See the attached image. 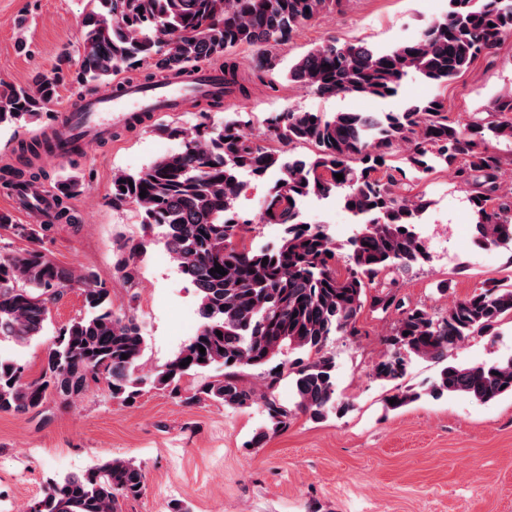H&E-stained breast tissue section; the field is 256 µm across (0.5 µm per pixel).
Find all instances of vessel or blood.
I'll use <instances>...</instances> for the list:
<instances>
[{"mask_svg":"<svg viewBox=\"0 0 512 512\" xmlns=\"http://www.w3.org/2000/svg\"><path fill=\"white\" fill-rule=\"evenodd\" d=\"M223 89L221 72L215 66L198 69L189 80L149 87L113 85L86 98L81 109L61 110L52 133V152L60 158L70 157L110 138L114 130L137 124L145 115L179 112L186 99H204Z\"/></svg>","mask_w":512,"mask_h":512,"instance_id":"1","label":"vessel or blood"}]
</instances>
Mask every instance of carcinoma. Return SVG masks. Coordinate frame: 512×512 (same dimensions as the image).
Returning <instances> with one entry per match:
<instances>
[{
    "mask_svg": "<svg viewBox=\"0 0 512 512\" xmlns=\"http://www.w3.org/2000/svg\"><path fill=\"white\" fill-rule=\"evenodd\" d=\"M338 2L89 0L75 79L91 94L141 66L154 69L143 81L150 85L159 77L188 76L202 62L219 61L224 86L246 97L249 90L234 50L280 45ZM509 36L512 0H448L444 15L408 42L378 49L329 39L294 62L287 79L322 98H385L412 75L445 85ZM68 76L58 67L28 85L0 81V127L38 118L56 102ZM489 115L488 121L460 126L448 120L444 99L434 96L382 115L272 112L260 139L245 132L248 122L242 120L224 123L217 133L200 125L160 127L179 141V148L112 180V200L135 204L141 224L157 230L149 239L122 245L118 272L135 287L138 261L151 245L163 244L195 289L200 326L154 379L139 375L144 338L135 319L112 310L111 290L94 273L77 278L48 256L42 242L51 225H22L16 231L31 246L0 254V337L27 344L43 335L50 306L75 285L82 290L84 311L48 344L39 377L28 379L25 364L0 356V412L37 413L51 398L67 402L101 382L112 398L126 403L149 381L179 398L184 377L218 364L224 367L222 378L186 401L209 399L235 410L263 403L268 425L252 437L258 447L269 432L288 427L292 416L272 397L281 381L279 367L292 375L296 410L310 419L349 411L350 404L336 396V359L327 346L334 336L358 335V317L367 306L397 312L388 349L373 368L377 378L398 382L419 358L440 366L429 389L432 397L489 403L512 395V357L490 365L448 362L449 352L469 338L495 336L512 319L511 274L487 279L480 292L454 302L443 316L424 307L403 308L394 290L397 277L430 259L425 241L413 231L428 203L412 200L410 192L439 167L470 186L478 242L512 245V194L500 190L502 156L487 147L492 139L512 145V96L493 100ZM400 143L407 148L397 158L392 149ZM297 146L312 151L282 162L285 148ZM49 148L48 138L20 143L18 166L3 177L37 181L32 158ZM271 172L282 177L259 221L282 225L284 235L275 249L249 248L244 233L253 220L236 210L242 178L261 179ZM338 173L343 180L335 178ZM77 187L73 180L59 187L57 223L78 222L69 203ZM331 195L365 219L342 272L335 267L337 246L323 226L299 220L304 199ZM218 265L226 275L213 271ZM292 351L306 354L307 360L287 359ZM185 361L189 365L180 366ZM271 363L275 367L267 372L265 392L240 380L242 370ZM420 397L411 389L398 391L390 395L396 403L385 407L396 411ZM144 487L139 465L110 459L50 481L26 512H121V501L140 497Z\"/></svg>",
    "mask_w": 512,
    "mask_h": 512,
    "instance_id": "obj_1",
    "label": "carcinoma"
}]
</instances>
